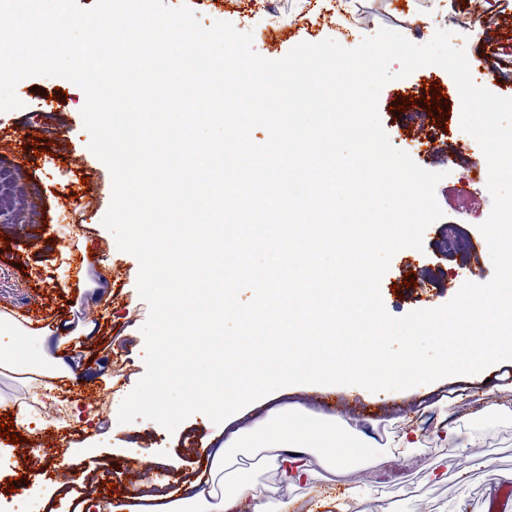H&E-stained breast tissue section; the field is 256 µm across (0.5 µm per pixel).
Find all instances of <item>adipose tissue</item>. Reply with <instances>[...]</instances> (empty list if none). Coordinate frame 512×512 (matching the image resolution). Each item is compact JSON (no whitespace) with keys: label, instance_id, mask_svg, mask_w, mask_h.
I'll return each instance as SVG.
<instances>
[{"label":"adipose tissue","instance_id":"1","mask_svg":"<svg viewBox=\"0 0 512 512\" xmlns=\"http://www.w3.org/2000/svg\"><path fill=\"white\" fill-rule=\"evenodd\" d=\"M0 335L13 339L11 346H0V373L12 375L23 371L27 392L39 389L50 393L54 380L74 379L70 359L58 353L59 347L68 341L65 329L44 330L39 338L40 349L34 354L25 353L26 330L10 315L0 316ZM329 428L340 442L339 448L329 450L321 460L331 471L348 462L343 449L352 444L361 447L362 460L372 466L407 457L416 447L412 436L404 432L393 437L385 451H370L364 435L355 427L340 421ZM329 428L298 410L285 406L272 410L232 432L222 447L202 449L201 454L209 464V480L223 481L236 449L266 448L270 451L267 465L279 471L285 482L312 486L318 474L310 467L307 455ZM167 512H291V504L285 500H264L254 485L240 483L221 496L195 487L176 490L170 496Z\"/></svg>","mask_w":512,"mask_h":512}]
</instances>
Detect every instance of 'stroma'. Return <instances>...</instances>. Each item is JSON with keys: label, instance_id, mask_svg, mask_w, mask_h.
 Wrapping results in <instances>:
<instances>
[{"label": "stroma", "instance_id": "35a3bbf8", "mask_svg": "<svg viewBox=\"0 0 512 512\" xmlns=\"http://www.w3.org/2000/svg\"><path fill=\"white\" fill-rule=\"evenodd\" d=\"M166 2L195 8L204 26L222 20L251 33L254 51L270 60L283 58L302 42L332 39L351 49L356 34L372 35L383 27L398 26L425 41L440 30L463 29L466 41H453L452 46L468 44L466 58L473 80L497 95L512 97V0H356L353 14L342 19L336 16V0H222L218 12L199 9L197 0ZM477 13L487 17V25H471ZM273 14L282 24V35L275 42L265 36ZM415 87L440 88L447 108L403 105V97ZM15 94L21 108L0 112V165L18 173L9 208L31 214L32 220L0 223V313L16 316L27 309L39 310L40 319L25 320L29 330L70 325L78 347L90 344L97 349L94 358L76 357L74 370L82 374L83 388L93 392L79 404L96 412L94 429L101 448L94 456L74 459L71 468L108 469L112 482L101 485L102 495H113L127 505L151 484L169 493L182 483L200 482L207 468L198 449L217 442L206 415L192 414L172 432L155 425L127 434L114 432L108 417L113 398L124 397L146 371L142 327L149 307L137 291V259L120 250L103 225L112 178L89 149L90 134L82 117L85 94L73 82L51 76L24 78ZM459 102L454 80L439 67L390 81L379 95V119L391 144L409 151L421 167L443 175L435 188L442 217L425 229L422 249L407 248L393 256L381 280L383 303L395 317L442 306L465 282H487L494 274L491 259L466 264L445 244L451 224L473 241H483L479 226L492 210L485 184L470 183L453 172L461 162L480 172L487 166L476 140H468L459 153L448 148L446 129L461 121ZM20 128H51L59 136L39 138L38 156L24 159L14 136ZM82 163L93 172L94 191L75 236L81 249L75 252L69 247L75 237L64 229L61 201ZM409 277L414 280L410 286L405 283ZM81 306L93 310V333L73 323ZM277 402L302 406L319 418H340L360 429L375 427L382 444L404 429L418 436L416 449L405 460L377 469L353 464L342 474L321 476L312 490L285 485L277 472L258 460L231 466L225 486L254 484L266 499L291 500L292 512H318L319 500L341 498L347 487L359 490L364 512H486L489 490L512 480V361L402 391L290 385L283 387ZM450 427L482 434L476 453L487 459V467L471 469L467 454L449 450L444 433ZM26 439L33 463L22 467L16 463L15 450L8 447V437L0 436V445L8 447L0 458V496L9 480H16L21 494L44 488L47 477L54 474L53 448L37 446L34 434ZM137 459L148 460L149 470L134 468Z\"/></svg>", "mask_w": 512, "mask_h": 512}]
</instances>
